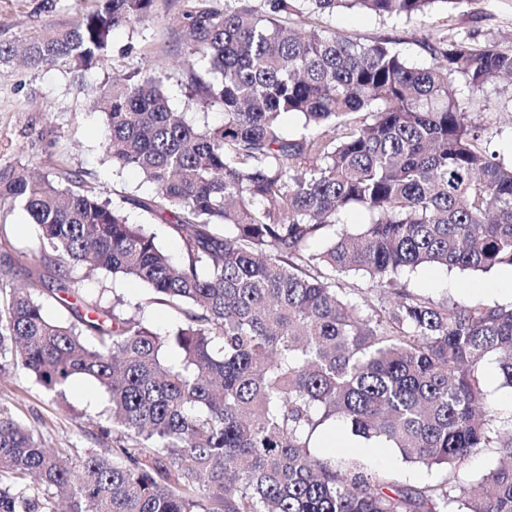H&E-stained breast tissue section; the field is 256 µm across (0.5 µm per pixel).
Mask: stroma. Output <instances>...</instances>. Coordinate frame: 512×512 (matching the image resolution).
Masks as SVG:
<instances>
[{
    "instance_id": "obj_1",
    "label": "stroma",
    "mask_w": 512,
    "mask_h": 512,
    "mask_svg": "<svg viewBox=\"0 0 512 512\" xmlns=\"http://www.w3.org/2000/svg\"><path fill=\"white\" fill-rule=\"evenodd\" d=\"M43 0H0V42L21 43L37 37L47 28L69 23L82 11L94 8L95 0H60L48 12ZM325 21L342 35L361 40L388 37L416 66L428 57L422 39L441 33L474 37L476 41L494 38L512 42V0H473L460 10L435 14L420 26L400 18H380L356 9H340ZM179 6L176 0H160L155 20L146 27L116 28L109 58L103 67L86 73L83 85H75L67 67L57 65L29 69L18 63L0 64V168L33 164L41 171L61 169L81 172L85 179L106 196L123 192L145 195L152 186L136 171H114L103 157V124L100 111L92 109L93 89L109 84L113 75L125 74L152 59L166 73V87L173 108H186L184 96V53L179 43ZM474 120L485 129L491 150L504 165L512 164V88L501 83L486 86L477 94ZM0 236L8 244L0 249V288L25 284L35 265L37 229L29 224L21 207L0 203ZM500 270L489 272L417 269L408 277L409 288L433 298L459 303L512 304V288L489 291L498 281ZM81 293L90 299L119 296L126 308L143 307L149 325L159 334L174 327L171 312L163 306L147 305V288L125 277L103 275L80 278ZM69 411L45 393L24 369L9 366L0 370V405L18 412L39 428L50 445L80 448H118V434L102 436L92 421L106 403L105 395L90 380L78 378L67 389ZM362 460L372 469L398 475L404 482L419 484L440 478L436 469H426L402 461L392 449L362 452Z\"/></svg>"
}]
</instances>
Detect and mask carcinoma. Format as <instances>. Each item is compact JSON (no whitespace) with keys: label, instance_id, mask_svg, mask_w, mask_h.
<instances>
[{"label":"carcinoma","instance_id":"cac0c4a2","mask_svg":"<svg viewBox=\"0 0 512 512\" xmlns=\"http://www.w3.org/2000/svg\"><path fill=\"white\" fill-rule=\"evenodd\" d=\"M95 2L20 48L0 43V64L19 55L80 79L159 0ZM472 2L179 0L187 106L217 105L223 123L173 109L150 63L90 98L107 160L151 194L114 200L76 171L0 169V200L39 229L28 287L0 302V369L16 363L60 398L88 378L108 398L103 431L131 441L48 448L0 406V512H512V425L482 378L494 357L512 388V305L435 301L403 281L424 266L512 267V165L456 86L511 81L512 49L442 35L415 67L388 39L324 23L341 7L422 23ZM285 113L303 132L282 134ZM130 208L180 237L181 261ZM354 208L369 222L350 232ZM77 270L142 282L175 327L160 336L118 297L79 296ZM352 273L379 305L359 303ZM329 421L447 476L411 486L350 445L317 453ZM481 448L498 449L496 466L459 483Z\"/></svg>","mask_w":512,"mask_h":512}]
</instances>
